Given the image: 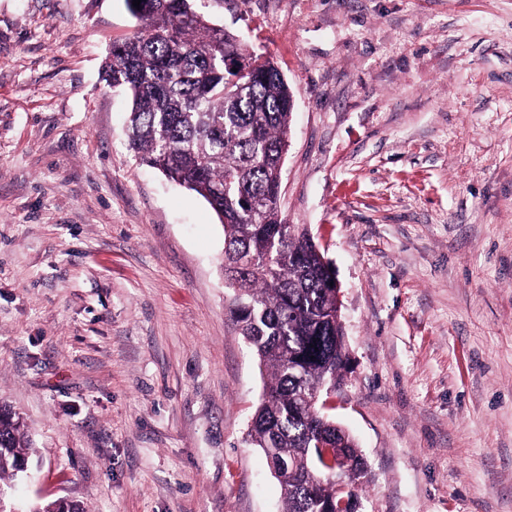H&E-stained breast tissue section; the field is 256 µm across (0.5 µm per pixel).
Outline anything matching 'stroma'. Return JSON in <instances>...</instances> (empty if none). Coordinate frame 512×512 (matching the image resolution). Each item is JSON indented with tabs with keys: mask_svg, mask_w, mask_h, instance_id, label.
I'll use <instances>...</instances> for the list:
<instances>
[{
	"mask_svg": "<svg viewBox=\"0 0 512 512\" xmlns=\"http://www.w3.org/2000/svg\"><path fill=\"white\" fill-rule=\"evenodd\" d=\"M295 98L279 201L335 270L328 411L359 512H512V0H199ZM124 0H0V402L10 501L284 512L224 227L139 165L102 80ZM34 452L20 417L0 404V489L18 476L20 463H28Z\"/></svg>",
	"mask_w": 512,
	"mask_h": 512,
	"instance_id": "obj_1",
	"label": "stroma"
}]
</instances>
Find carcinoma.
I'll use <instances>...</instances> for the list:
<instances>
[{
	"instance_id": "cac0c4a2",
	"label": "carcinoma",
	"mask_w": 512,
	"mask_h": 512,
	"mask_svg": "<svg viewBox=\"0 0 512 512\" xmlns=\"http://www.w3.org/2000/svg\"><path fill=\"white\" fill-rule=\"evenodd\" d=\"M195 0H141L130 37L112 44L106 85L131 100L129 148L143 165L204 198L224 226L231 316L267 374L250 438L273 448L285 512L359 504L368 464L354 439L310 404L344 381L345 337L332 314L330 262L307 230L279 214L294 95L273 60L246 53L209 24ZM332 445L328 475L317 451ZM35 452L20 417L0 404V488ZM27 512H84L77 501L34 502Z\"/></svg>"
}]
</instances>
